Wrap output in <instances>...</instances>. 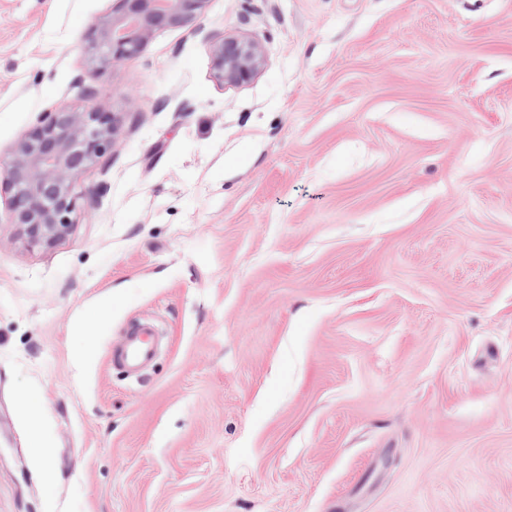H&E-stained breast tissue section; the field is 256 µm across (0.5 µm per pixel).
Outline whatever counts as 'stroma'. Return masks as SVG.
Instances as JSON below:
<instances>
[{
  "mask_svg": "<svg viewBox=\"0 0 512 512\" xmlns=\"http://www.w3.org/2000/svg\"><path fill=\"white\" fill-rule=\"evenodd\" d=\"M115 4L0 0V170L121 118L53 245L0 186V512H512V0H207L102 68ZM212 54L216 78L235 86L250 83L266 64L263 45L249 37L222 38L213 44ZM156 330L145 323L131 330L124 343L112 352V363L135 372L150 363L156 354Z\"/></svg>",
  "mask_w": 512,
  "mask_h": 512,
  "instance_id": "1",
  "label": "stroma"
}]
</instances>
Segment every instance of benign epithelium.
<instances>
[{"instance_id":"benign-epithelium-1","label":"benign epithelium","mask_w":512,"mask_h":512,"mask_svg":"<svg viewBox=\"0 0 512 512\" xmlns=\"http://www.w3.org/2000/svg\"><path fill=\"white\" fill-rule=\"evenodd\" d=\"M112 16L88 36L94 62L107 67L139 54L161 25H186L207 0H117ZM214 73L230 85H244L263 71V45L243 36L226 37L212 48ZM120 127L115 112L62 108L51 113L15 146L3 184L12 192V223L32 245H50L70 229L77 176L114 143Z\"/></svg>"}]
</instances>
